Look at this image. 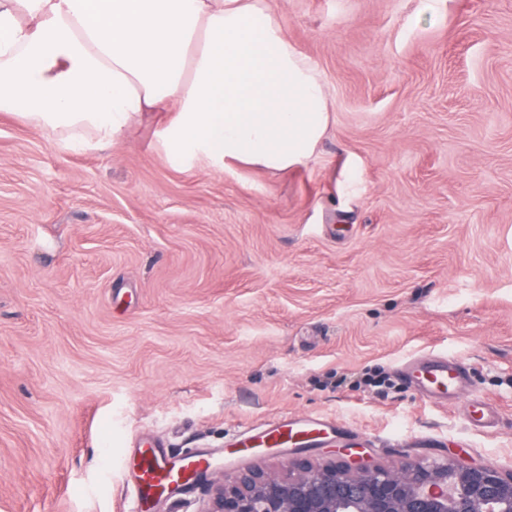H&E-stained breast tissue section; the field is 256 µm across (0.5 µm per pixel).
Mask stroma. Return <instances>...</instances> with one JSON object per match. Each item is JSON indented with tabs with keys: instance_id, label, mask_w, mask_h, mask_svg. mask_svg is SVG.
I'll return each mask as SVG.
<instances>
[{
	"instance_id": "stroma-1",
	"label": "stroma",
	"mask_w": 512,
	"mask_h": 512,
	"mask_svg": "<svg viewBox=\"0 0 512 512\" xmlns=\"http://www.w3.org/2000/svg\"><path fill=\"white\" fill-rule=\"evenodd\" d=\"M264 3L330 102L301 168L175 166L161 113L93 150L0 112V512H137L144 448L213 461L146 512L342 445L512 469V0ZM430 354L468 370L452 405L399 373ZM298 415L344 428L239 443Z\"/></svg>"
}]
</instances>
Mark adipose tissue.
Here are the masks:
<instances>
[{"label": "adipose tissue", "instance_id": "adipose-tissue-1", "mask_svg": "<svg viewBox=\"0 0 512 512\" xmlns=\"http://www.w3.org/2000/svg\"><path fill=\"white\" fill-rule=\"evenodd\" d=\"M0 112L104 146L146 112L170 157L283 172L330 124L316 68L260 0H0Z\"/></svg>", "mask_w": 512, "mask_h": 512}]
</instances>
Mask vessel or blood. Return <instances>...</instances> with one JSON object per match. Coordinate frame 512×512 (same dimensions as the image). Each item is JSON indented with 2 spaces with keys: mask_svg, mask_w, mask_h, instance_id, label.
Masks as SVG:
<instances>
[{
  "mask_svg": "<svg viewBox=\"0 0 512 512\" xmlns=\"http://www.w3.org/2000/svg\"><path fill=\"white\" fill-rule=\"evenodd\" d=\"M400 372L423 398L440 404L453 403L458 394L468 387L467 373L456 362L445 357L410 359L401 364ZM330 426V420L325 418L307 423L275 418L258 427V441L271 447L288 442L307 444ZM207 468L206 459L191 452L176 463L163 461L152 453L143 455L136 498L139 502H147L171 485L189 480Z\"/></svg>",
  "mask_w": 512,
  "mask_h": 512,
  "instance_id": "vessel-or-blood-1",
  "label": "vessel or blood"
}]
</instances>
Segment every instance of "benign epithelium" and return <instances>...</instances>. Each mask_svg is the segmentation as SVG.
Instances as JSON below:
<instances>
[{
    "mask_svg": "<svg viewBox=\"0 0 512 512\" xmlns=\"http://www.w3.org/2000/svg\"><path fill=\"white\" fill-rule=\"evenodd\" d=\"M203 512H512V470L450 459L385 468L342 448L327 461L223 474Z\"/></svg>",
    "mask_w": 512,
    "mask_h": 512,
    "instance_id": "obj_1",
    "label": "benign epithelium"
}]
</instances>
